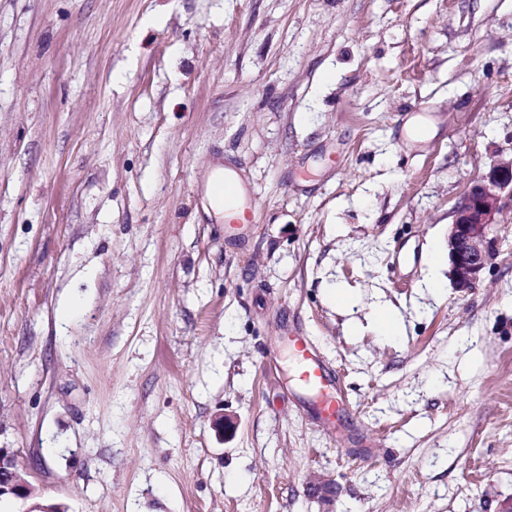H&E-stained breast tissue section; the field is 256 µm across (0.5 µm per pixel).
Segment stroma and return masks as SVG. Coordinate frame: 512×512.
Instances as JSON below:
<instances>
[{
    "mask_svg": "<svg viewBox=\"0 0 512 512\" xmlns=\"http://www.w3.org/2000/svg\"><path fill=\"white\" fill-rule=\"evenodd\" d=\"M510 159L512 0H0V448L71 512H496L512 206L470 293L447 238ZM288 345L296 357L302 383L323 392L322 395L325 396L324 402L317 410L318 415L325 420L335 419L342 397L334 387L328 371L313 358L310 340L306 336H288Z\"/></svg>",
    "mask_w": 512,
    "mask_h": 512,
    "instance_id": "obj_1",
    "label": "stroma"
}]
</instances>
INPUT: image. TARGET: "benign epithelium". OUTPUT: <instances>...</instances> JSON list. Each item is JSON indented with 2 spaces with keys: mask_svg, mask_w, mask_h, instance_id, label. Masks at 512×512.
Here are the masks:
<instances>
[{
  "mask_svg": "<svg viewBox=\"0 0 512 512\" xmlns=\"http://www.w3.org/2000/svg\"><path fill=\"white\" fill-rule=\"evenodd\" d=\"M512 202V160L491 165L473 181L453 210L448 227L449 277L456 291L476 288L488 267L499 255L495 229L507 203ZM215 431L224 439L236 429V418L221 415ZM0 448V493L9 491L23 502L22 512H63L59 504L36 493L18 467L4 457Z\"/></svg>",
  "mask_w": 512,
  "mask_h": 512,
  "instance_id": "obj_1",
  "label": "benign epithelium"
}]
</instances>
